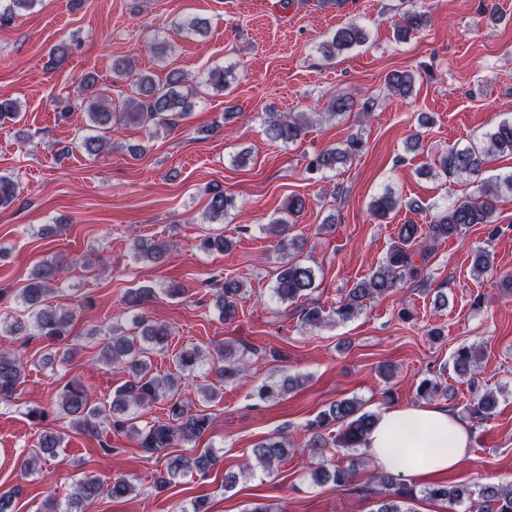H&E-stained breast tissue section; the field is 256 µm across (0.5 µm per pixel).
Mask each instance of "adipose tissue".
<instances>
[{
	"label": "adipose tissue",
	"mask_w": 512,
	"mask_h": 512,
	"mask_svg": "<svg viewBox=\"0 0 512 512\" xmlns=\"http://www.w3.org/2000/svg\"><path fill=\"white\" fill-rule=\"evenodd\" d=\"M363 448L379 469L426 482L460 464L471 433L443 408H395L380 415Z\"/></svg>",
	"instance_id": "obj_1"
}]
</instances>
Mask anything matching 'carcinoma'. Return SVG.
Segmentation results:
<instances>
[{
    "instance_id": "cac0c4a2",
    "label": "carcinoma",
    "mask_w": 512,
    "mask_h": 512,
    "mask_svg": "<svg viewBox=\"0 0 512 512\" xmlns=\"http://www.w3.org/2000/svg\"><path fill=\"white\" fill-rule=\"evenodd\" d=\"M40 0H0V28L11 25L15 18L34 9ZM430 17L425 12L407 11L398 22V31L407 37L427 27ZM206 29V21L199 17H188L171 23L175 33H201ZM367 41L365 29L354 22L337 28L320 45V52L333 58L354 46ZM229 76L228 70L216 67L208 71L205 84L215 91H224ZM415 75L411 71H394L387 75L386 86L391 94L406 99L411 96ZM82 89L89 99H81L80 106L86 109L91 128L95 135L82 136L67 144L62 152L76 149L97 156L108 148L107 133L112 125H138L156 134L161 129L174 125L177 115L188 112L193 107V88L187 85L184 74L171 70L164 82L159 83L151 74H142L137 80V96L127 99L121 110L112 108L111 88L97 86L96 79L86 76ZM20 114V105L14 99H0V123L13 121ZM268 136L282 144L294 143L301 138L310 118L302 113H267ZM362 149L359 138L352 136L341 148L327 149L311 162L316 171H334L350 162ZM512 155V121L498 124L485 136L480 145L459 149L453 147L438 160L441 174L455 177L463 174L477 176L485 165L497 155ZM500 183L490 184L480 190L477 197H468L455 202L440 213L422 229L421 225L407 222L399 225L397 241L392 245L385 260L367 278L349 289L347 296L329 315L315 305L301 309V320L309 326H319L327 320L337 318L349 321L355 318L363 302L374 295L394 292L408 280L425 277L426 266L436 244L445 241L472 224H493L495 204ZM18 199V183L8 175H0V211L6 210ZM402 206L399 197L390 190L374 196L369 207L371 214L378 219H386L389 214ZM234 207L233 198L224 194V189L216 185L210 189L205 219L210 224L224 223V217ZM293 223L281 217L270 225L272 232L279 237L278 247L282 262L274 274L273 296L282 303L295 302L312 294L316 288L315 271L305 261L291 255L290 250H300L298 242L290 238ZM136 256L146 257L159 263L164 259V251L157 244L144 239L134 241ZM493 256L485 250L475 253L473 270L486 274L493 270ZM66 265L62 260L51 257L35 265L26 284L19 289L18 298L23 306L22 318L12 323L0 319V337L11 333H31L33 336L61 339L70 333L73 314L70 311L51 309L44 306L45 297L60 289L65 281ZM245 294L242 283L226 281L217 292L216 304L224 321L236 318L238 303ZM136 331L127 332L117 326L110 329L100 348L98 362L123 372L128 380L116 388L112 395L110 410L93 404L88 393L80 386L65 384L58 390L55 406L70 419L77 432L98 438L105 429L117 432L129 431L137 436L138 444L145 451L155 454L174 447L178 442H190L207 432L211 424L208 415L192 411L190 406L176 397L179 378H188L204 362L219 363L217 376L224 381L243 378L248 367L239 358L236 349L230 344L215 352L205 353L194 345L181 349L175 355V368L179 376H161L153 371L151 354L167 348L171 329L145 316L135 324ZM476 358L469 347H460L453 355V370L460 377H466L475 369ZM23 376L21 361L6 349H0V401L7 402L15 396V390ZM300 384V380L290 376L262 383L256 395L263 401L277 399ZM160 398L170 400L167 418L155 419L143 427L137 425L138 411ZM497 400L492 393H483L474 398L472 410L480 417H488L496 408ZM377 420L373 413L362 410V404L354 398H343L332 403L319 420L307 427L309 439L306 450L311 456L320 457L316 469L310 472L316 484L331 482L343 487L349 482V470L327 463L328 448H359ZM334 424L341 433L328 441L324 427ZM64 437L55 430H45L40 434L35 450L29 461L53 457L62 447ZM255 460L262 467L271 469L288 453L287 442L281 437L264 439L252 449ZM216 464V458L204 451L195 456L177 455L167 461V476L157 480L164 489L170 480L178 477L199 475L205 477ZM384 487L383 496L378 501L376 512H411L407 503L413 498V491L398 485L391 475L378 476ZM134 491V486L123 478H115L103 484L95 477H85L77 481L72 500L91 501L101 495L122 498ZM425 494L435 500L450 504L470 502L469 512H512V489L496 484H487L478 491V500L472 501L469 487L438 483L425 490Z\"/></svg>"
}]
</instances>
